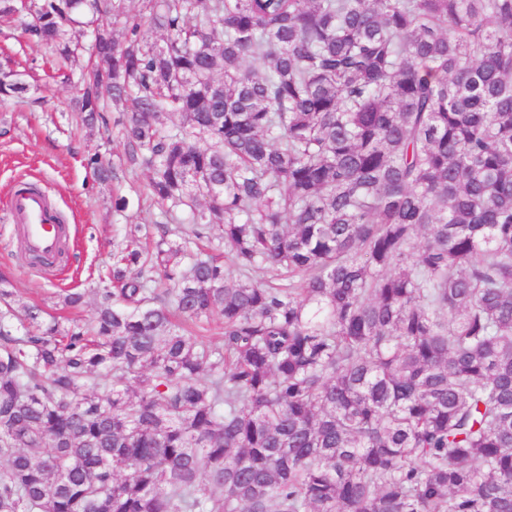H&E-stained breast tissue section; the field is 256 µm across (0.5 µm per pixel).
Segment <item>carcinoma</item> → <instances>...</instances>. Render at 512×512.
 I'll return each instance as SVG.
<instances>
[{
    "label": "carcinoma",
    "mask_w": 512,
    "mask_h": 512,
    "mask_svg": "<svg viewBox=\"0 0 512 512\" xmlns=\"http://www.w3.org/2000/svg\"><path fill=\"white\" fill-rule=\"evenodd\" d=\"M126 2L0 0L165 218L0 275V512H512V0Z\"/></svg>",
    "instance_id": "cac0c4a2"
}]
</instances>
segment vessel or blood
I'll use <instances>...</instances> for the list:
<instances>
[{
    "label": "vessel or blood",
    "instance_id": "obj_1",
    "mask_svg": "<svg viewBox=\"0 0 512 512\" xmlns=\"http://www.w3.org/2000/svg\"><path fill=\"white\" fill-rule=\"evenodd\" d=\"M8 220L25 265L37 271L55 267L72 227L49 195L36 187L16 186Z\"/></svg>",
    "mask_w": 512,
    "mask_h": 512
}]
</instances>
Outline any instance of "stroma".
I'll return each instance as SVG.
<instances>
[{
	"instance_id": "stroma-1",
	"label": "stroma",
	"mask_w": 512,
	"mask_h": 512,
	"mask_svg": "<svg viewBox=\"0 0 512 512\" xmlns=\"http://www.w3.org/2000/svg\"><path fill=\"white\" fill-rule=\"evenodd\" d=\"M24 25L21 17L0 20V56L13 57L32 86L24 99L0 101V273L8 277L17 299L61 318L69 312L56 304L60 290H83L81 316L87 319L98 301L97 288L112 266L115 224L156 219L161 209L150 198L147 173L120 171L114 180L95 181L87 162L93 155L117 152V115L105 113L94 132L82 129L71 110L72 85L56 77L53 53L24 35ZM20 180L38 183L69 219L75 240L62 275L29 270L20 258L5 211ZM116 193L130 201L126 215L112 210Z\"/></svg>"
}]
</instances>
